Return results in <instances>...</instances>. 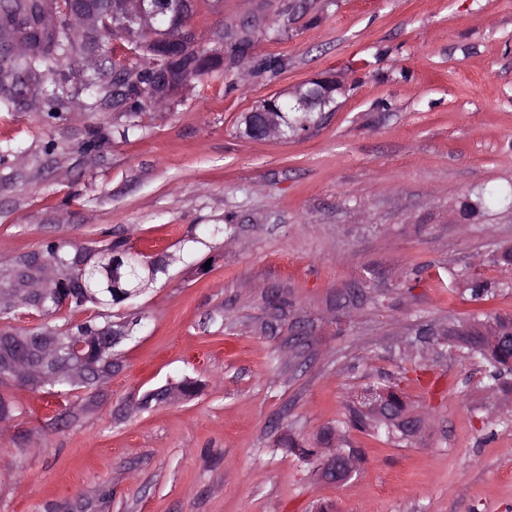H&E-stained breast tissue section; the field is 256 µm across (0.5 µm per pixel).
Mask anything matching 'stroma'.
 <instances>
[{
	"label": "stroma",
	"mask_w": 512,
	"mask_h": 512,
	"mask_svg": "<svg viewBox=\"0 0 512 512\" xmlns=\"http://www.w3.org/2000/svg\"><path fill=\"white\" fill-rule=\"evenodd\" d=\"M199 50L249 32L253 59L126 112L50 77L0 109V288L48 241L170 258L116 319L139 323L104 384L58 397L7 380L0 512H512V413L479 358L440 342L474 314L450 272L500 280L512 247V0H195ZM319 77L318 127L241 132ZM102 141L84 143L90 131ZM503 199L477 206L485 190ZM430 419L402 439L345 429L336 484L315 450L378 379ZM194 395L144 404L152 390ZM338 450L341 449L339 448ZM338 450L333 449L332 453L324 460L323 472L327 470L331 462L333 463L337 459H342L343 461L338 460L336 462V477L333 476V479H336V481H333L331 477H327V479L332 482L343 483L356 472L359 466V461L354 456L343 451L339 452Z\"/></svg>",
	"instance_id": "obj_1"
}]
</instances>
